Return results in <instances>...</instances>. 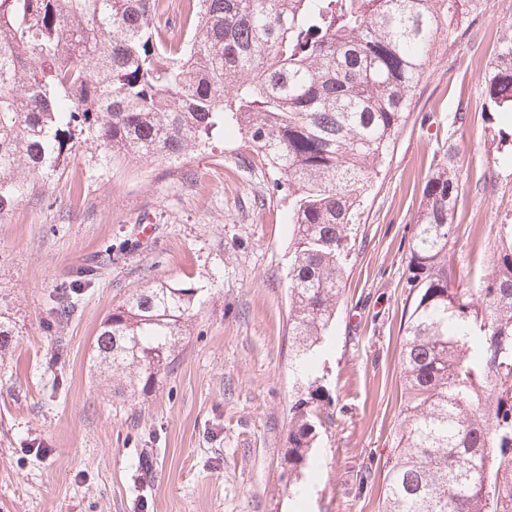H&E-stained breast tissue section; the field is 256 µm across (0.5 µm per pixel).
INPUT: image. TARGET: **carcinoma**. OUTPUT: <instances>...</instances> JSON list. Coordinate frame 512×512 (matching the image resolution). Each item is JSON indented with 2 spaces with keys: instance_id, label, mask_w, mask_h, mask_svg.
Masks as SVG:
<instances>
[{
  "instance_id": "1",
  "label": "carcinoma",
  "mask_w": 512,
  "mask_h": 512,
  "mask_svg": "<svg viewBox=\"0 0 512 512\" xmlns=\"http://www.w3.org/2000/svg\"><path fill=\"white\" fill-rule=\"evenodd\" d=\"M0 0V218L87 134L101 161L178 162L230 129L293 199L288 336L306 382L289 406L282 477L299 484L336 431L320 354L341 302L370 184L433 49L466 32L482 0ZM488 109L512 111V35L484 76ZM452 148L434 153L407 241L402 409L382 512H512V218L487 270L456 279ZM86 282L61 287L68 320ZM195 291L161 282L112 308L94 366L145 391L185 336Z\"/></svg>"
}]
</instances>
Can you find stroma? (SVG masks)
<instances>
[{
  "mask_svg": "<svg viewBox=\"0 0 512 512\" xmlns=\"http://www.w3.org/2000/svg\"><path fill=\"white\" fill-rule=\"evenodd\" d=\"M510 34L512 0H483L466 36L433 50L364 201L322 354L341 429L316 449L301 502L280 478L300 382L292 200L249 144L229 132L176 164L106 166L84 137L52 175L29 176L0 218V318L13 328L0 349V512H379L401 410L406 245L434 151L456 147L455 249L473 272L512 215V123L482 94ZM89 266L76 312L56 322V289ZM161 282L197 289L188 332L148 391L113 398L93 366L101 322Z\"/></svg>",
  "mask_w": 512,
  "mask_h": 512,
  "instance_id": "1",
  "label": "stroma"
}]
</instances>
